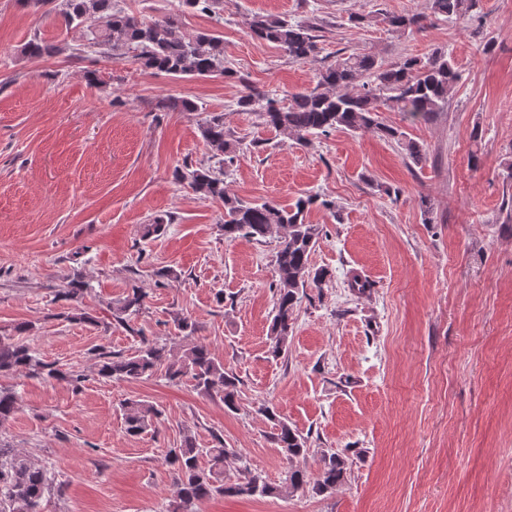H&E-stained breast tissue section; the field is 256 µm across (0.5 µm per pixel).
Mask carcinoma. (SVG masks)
Here are the masks:
<instances>
[{
    "label": "carcinoma",
    "mask_w": 512,
    "mask_h": 512,
    "mask_svg": "<svg viewBox=\"0 0 512 512\" xmlns=\"http://www.w3.org/2000/svg\"><path fill=\"white\" fill-rule=\"evenodd\" d=\"M481 0H426L425 10L418 13L393 15L388 25L396 32H420L437 20L466 21L481 13ZM36 5H52L68 30L80 34L91 48L104 54L122 56L133 52L134 61L145 69L156 70L174 77H229L233 71L224 67V41L217 34L201 33L187 36L169 19L137 17L116 7L115 0H34ZM253 38L274 44L296 61L318 62V45L313 28L306 22L286 17L254 15L249 21ZM60 47L35 37L22 49L30 59L50 56ZM458 73L452 57L437 49L424 57H409L398 63L386 64L370 53H352L331 64L315 69L312 89L295 93L288 103L256 89L238 100V107L256 112L267 127L300 146L311 144V137L328 135L342 129L352 132L371 131L395 140L413 163L423 159L422 144L405 138V132L384 124L380 113L400 112L411 123L427 121L448 103V93L454 87ZM163 111L190 112L197 110L188 100L163 99ZM203 137L214 150L224 155L223 168H198L180 173V179L201 198L224 203V239L262 240L277 236L275 255L276 301L270 331V354L277 358L288 353L295 309L306 289L318 288L325 277L322 271H312L309 258L323 227L307 221V214L316 201L313 195L300 196L287 206L273 201H246L227 191L224 175L235 163L236 153L225 139L224 117L212 115L205 121ZM166 231L164 218L156 216L141 226V237L150 240ZM87 291V283L79 274L64 278L56 289L58 301L72 303L67 319L94 323L78 311L75 303ZM147 292L132 287L112 304V320L119 326L128 325L130 315L140 311ZM177 335L183 344L169 346L145 337L130 354L115 353L104 347L97 349L94 371L108 380L133 381L154 376L157 372L171 383L183 379L193 382L199 392L217 396L224 409L238 410L239 379L226 370L224 362L211 346L195 338L198 325L191 318L176 313L172 317ZM23 372L28 376L46 379H66L77 392L82 388L85 374L64 369L54 362L37 356L31 346L11 336H0V375ZM17 391L0 386V424L16 411ZM122 418L128 434L137 436L158 423L161 412L152 404L139 399H127L121 405ZM273 422V441L288 461L307 454L306 440L288 420L268 406L260 407ZM210 448L198 446L191 431L183 433L179 447L166 455L172 468L176 492L168 512H197L198 503L215 496L272 497L283 492L297 491L309 483L305 471L288 467L279 484L267 482L261 474L251 471L242 455L224 446L217 436ZM237 463L238 476L226 472L228 460ZM348 458L334 451L321 455L320 468L313 489L324 493L336 489L347 474ZM55 489L54 477L45 467L34 463L23 451L0 442V512H43L46 496Z\"/></svg>",
    "instance_id": "1"
}]
</instances>
